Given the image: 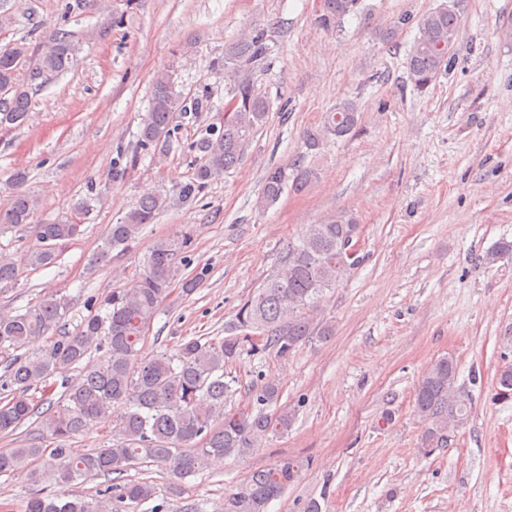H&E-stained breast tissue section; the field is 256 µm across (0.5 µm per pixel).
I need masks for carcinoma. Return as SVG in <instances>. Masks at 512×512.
<instances>
[{
	"instance_id": "obj_1",
	"label": "carcinoma",
	"mask_w": 512,
	"mask_h": 512,
	"mask_svg": "<svg viewBox=\"0 0 512 512\" xmlns=\"http://www.w3.org/2000/svg\"><path fill=\"white\" fill-rule=\"evenodd\" d=\"M356 0H324L322 23H341L355 10ZM461 19L452 0L422 15L418 36L407 61L408 76L419 90L427 89L446 70ZM24 43L0 51V126L24 124L31 108L29 88L17 82L20 60L27 55ZM259 34L244 37L228 49L234 72L241 64L265 54ZM75 59V45L64 30L49 36L28 73L34 84L39 79L65 72ZM238 104L218 135L196 143L201 154L190 183L181 187L178 200L186 203L204 191L210 182L234 168L246 138L261 125L269 112L268 101L254 85L239 81L234 88ZM206 94L188 101L174 89L171 76L161 72L153 80L150 107L141 122L140 149L166 152L175 128L176 112H202ZM355 103L341 101L328 112L323 125L304 134V145L318 151L331 139H342L358 126ZM313 172L297 166L290 170L275 167L268 171L258 205L268 208L287 186L303 190ZM171 199L161 194L145 195L122 221L110 226L99 252L108 262L112 251L127 248L143 227L154 222ZM36 201L19 190L9 206L0 212V234L28 224ZM36 247L29 252L30 265L46 267L57 258V248L80 232V225L67 220L36 224ZM359 225L344 215L310 224L283 247L275 268L263 279L224 326L226 337L191 338L172 354H141L146 333L160 306L180 285L184 295L192 294L210 276V267L193 265V233L173 241H161L146 257L132 282L114 288L100 302L96 313L85 319L74 333H63L39 351L28 345L56 331L65 319L70 301L51 295L25 312L12 315L0 311V353L9 358L0 375V389L8 399L0 400V436L9 437L25 423L35 424L37 443L0 452V475L33 470V463L48 458L62 484L85 482L98 477L109 482L99 494L56 495L29 499L25 512H136L153 499L157 488L150 481L129 480L125 473L143 466H157L173 481L202 472L214 456L241 458L254 450L258 440L269 434L288 431L293 414L280 406L281 388L273 381L263 383L253 394L250 411L226 408L229 383L224 381V365L239 357L242 343L285 358L316 337L329 335V326L316 312L325 295L334 290L360 259L346 262L341 246ZM512 253V243L502 242L486 252L482 261L495 264ZM191 269L189 274L184 270ZM84 370L82 381L70 384L68 372ZM62 378L64 391L53 411H41L32 394L44 391L49 379ZM457 365L449 357L438 359L422 376L415 396L416 412L426 422L422 436L425 448H437L448 440V432L458 430L471 414L469 395L456 385ZM114 422L116 442L74 455L68 448L90 422ZM304 467L296 457L283 458L270 468L256 470L245 486L224 499V512H267L286 486L295 481Z\"/></svg>"
}]
</instances>
